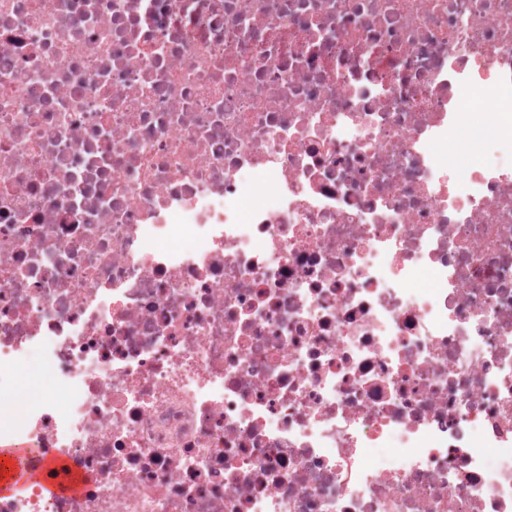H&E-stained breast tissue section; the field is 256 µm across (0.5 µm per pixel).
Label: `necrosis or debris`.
<instances>
[{"label":"necrosis or debris","mask_w":512,"mask_h":512,"mask_svg":"<svg viewBox=\"0 0 512 512\" xmlns=\"http://www.w3.org/2000/svg\"><path fill=\"white\" fill-rule=\"evenodd\" d=\"M472 121L512 141V0H0V406L52 381L0 512H512ZM489 146H494L505 160L512 155V148L509 145L496 142L490 132L479 131L473 126H466L461 130L456 140L448 145L447 153L440 149L438 153L448 165H460L461 158L483 157Z\"/></svg>","instance_id":"necrosis-or-debris-1"}]
</instances>
